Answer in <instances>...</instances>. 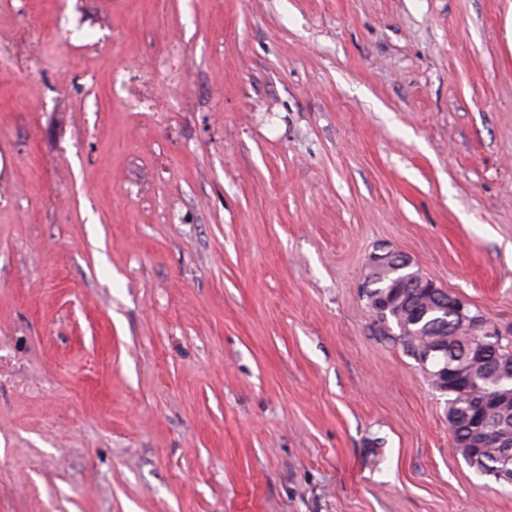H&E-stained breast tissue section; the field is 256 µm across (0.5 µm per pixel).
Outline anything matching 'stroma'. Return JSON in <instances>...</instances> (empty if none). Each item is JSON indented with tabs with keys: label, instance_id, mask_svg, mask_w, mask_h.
Masks as SVG:
<instances>
[{
	"label": "stroma",
	"instance_id": "35a3bbf8",
	"mask_svg": "<svg viewBox=\"0 0 512 512\" xmlns=\"http://www.w3.org/2000/svg\"><path fill=\"white\" fill-rule=\"evenodd\" d=\"M381 244L512 341V0H0V512H512ZM368 266L377 272H385L389 269L396 271L412 269L409 259L387 246L378 247L368 259ZM368 276V288H366L365 296L368 300V303L377 304L379 302V299L386 296L389 291L390 287L393 283V278L391 275H387L385 273H373L370 270ZM372 298H376L373 299ZM435 294L437 292H433L428 296L422 295L415 303L408 306L393 304L389 307H383L384 311L381 313L380 322L388 325L393 331V334H383V336L387 341L398 345L403 353L413 359L418 365L420 364L417 358L424 353L421 347L429 346L424 355V364L428 361L426 368L430 372L429 376L432 385L442 395L447 397L448 419L453 417V421L449 420L450 425H448L452 433V439L457 445H469V447L456 448L470 466L474 467L480 474H483L485 470L499 464L495 457L497 448L484 443V438L489 434L479 430L474 425L473 419L465 413L470 403L474 400L472 399L474 388L469 385L468 381H465L464 385H468L472 390L467 389L466 386H458L461 381L456 377H451L449 373L448 384H446L447 381H444V373H447V370L444 369L446 358L443 354L438 356L431 355V353H447L448 362H458L459 359L456 358L457 349L448 346V338H437L429 345L436 336H448V321H450L448 310L450 316L456 317L462 322L468 320L467 308L469 303L459 296H453L449 309L448 303L443 308L446 312V320L439 321L436 324V331L438 333L435 336H431L433 329H427L426 326L438 311V297H434ZM424 314L423 320L416 323ZM408 324L409 327H407ZM421 367L425 369L423 366ZM463 408L464 410H462ZM464 448H468L471 453H465L463 451ZM501 456L502 464L493 469L489 474L499 483L503 482L512 485V439L511 442L509 441L503 445Z\"/></svg>",
	"mask_w": 512,
	"mask_h": 512
}]
</instances>
